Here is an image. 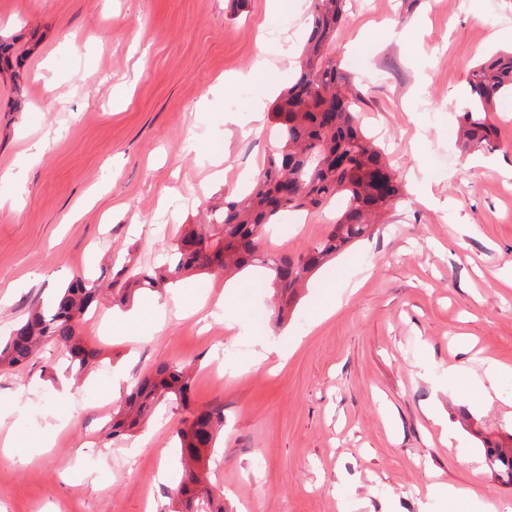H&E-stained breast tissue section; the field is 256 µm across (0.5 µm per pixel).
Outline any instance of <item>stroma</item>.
Instances as JSON below:
<instances>
[{
  "instance_id": "stroma-1",
  "label": "stroma",
  "mask_w": 512,
  "mask_h": 512,
  "mask_svg": "<svg viewBox=\"0 0 512 512\" xmlns=\"http://www.w3.org/2000/svg\"><path fill=\"white\" fill-rule=\"evenodd\" d=\"M352 8L337 45L376 36L347 67L369 93L360 122L405 189L386 224L316 273L284 325L271 319L262 270L230 283L198 275L134 301L137 313L183 299L184 314L151 330L118 335L102 307L83 332L104 359L81 382L53 348L0 373V512H173L180 411L159 405L115 443L104 436L114 406L100 397L113 376L126 389L162 363L190 369L195 405L224 406L204 464L227 512H421L435 483L512 512V485L491 474L473 436L512 432V376L475 405L469 376L452 385L445 373L482 358L512 366V283L502 277L512 270V107L489 115L493 148L455 146L466 67L512 48V0ZM310 9L275 18L267 0H0V41L11 46L0 67L1 331L73 277L97 278L104 257L132 248L163 262L200 207L250 181L273 122L252 129L256 86L209 90L263 54L276 68L264 100L273 107L294 77ZM42 140L48 149L33 158ZM332 221L284 215L261 247L306 252ZM287 339L282 360L272 349ZM226 344L239 351L220 380L211 370ZM46 363L56 366L50 381ZM437 403L451 427L470 418L456 447L426 417Z\"/></svg>"
}]
</instances>
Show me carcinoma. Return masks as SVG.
<instances>
[{
    "label": "carcinoma",
    "instance_id": "obj_1",
    "mask_svg": "<svg viewBox=\"0 0 512 512\" xmlns=\"http://www.w3.org/2000/svg\"><path fill=\"white\" fill-rule=\"evenodd\" d=\"M351 0H312L309 37L298 59V73L279 97L271 119L277 141L255 186L227 199L212 198L194 224H187L170 249V262L137 271L127 260L112 266L98 284L77 280L60 289L47 306H32L3 339L0 371L16 369L56 346L68 354L69 370L80 380L97 364L101 351L81 334L102 295L123 309L142 292H160L213 265L225 280L251 267L266 270L276 300L273 317L281 323L297 304L305 283L344 247L372 234L380 212L402 196V184L387 156L362 130L360 112L368 93L355 82L336 55V36L351 21ZM471 104L460 115L459 146L470 152L491 140L488 114L496 99L512 95V51L496 53L470 68ZM344 208L325 236L297 256L261 251L267 227L286 211H319L337 196ZM191 374L180 365L162 363L139 378L112 413L106 436L119 441L145 423L161 402L186 412L177 431L183 475L179 512H224L201 470L204 452L215 447L224 428V405H191ZM485 462L492 473L512 484V434L483 437Z\"/></svg>",
    "mask_w": 512,
    "mask_h": 512
}]
</instances>
